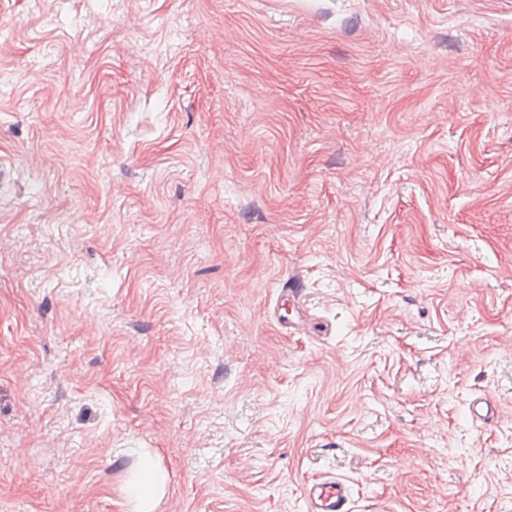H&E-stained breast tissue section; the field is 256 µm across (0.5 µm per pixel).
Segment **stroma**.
<instances>
[{
	"mask_svg": "<svg viewBox=\"0 0 512 512\" xmlns=\"http://www.w3.org/2000/svg\"><path fill=\"white\" fill-rule=\"evenodd\" d=\"M145 454L512 512V0H0V512Z\"/></svg>",
	"mask_w": 512,
	"mask_h": 512,
	"instance_id": "obj_1",
	"label": "stroma"
}]
</instances>
